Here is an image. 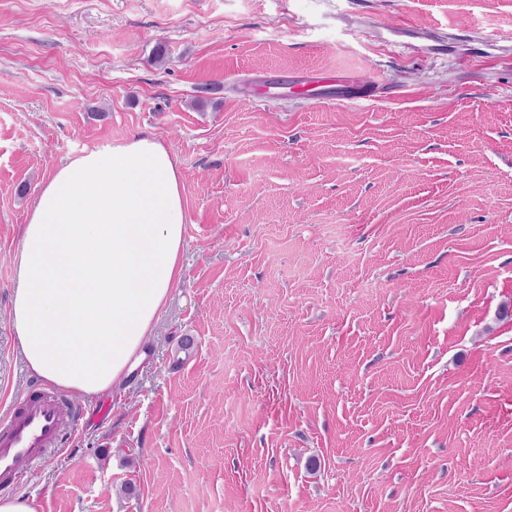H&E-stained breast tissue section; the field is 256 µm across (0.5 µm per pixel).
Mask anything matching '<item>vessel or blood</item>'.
Masks as SVG:
<instances>
[{"instance_id":"vessel-or-blood-1","label":"vessel or blood","mask_w":512,"mask_h":512,"mask_svg":"<svg viewBox=\"0 0 512 512\" xmlns=\"http://www.w3.org/2000/svg\"><path fill=\"white\" fill-rule=\"evenodd\" d=\"M255 86L259 103L270 102L284 91L307 101L356 103L374 100L380 91L377 81L318 69L288 76L270 73L258 78ZM82 418L81 406L37 388L0 412V486L22 483L48 456L66 448Z\"/></svg>"}]
</instances>
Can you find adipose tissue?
I'll return each instance as SVG.
<instances>
[{"label":"adipose tissue","instance_id":"obj_1","mask_svg":"<svg viewBox=\"0 0 512 512\" xmlns=\"http://www.w3.org/2000/svg\"><path fill=\"white\" fill-rule=\"evenodd\" d=\"M185 224L177 164L152 137L57 165L14 257L10 318L30 370L90 399L128 378L182 278Z\"/></svg>","mask_w":512,"mask_h":512}]
</instances>
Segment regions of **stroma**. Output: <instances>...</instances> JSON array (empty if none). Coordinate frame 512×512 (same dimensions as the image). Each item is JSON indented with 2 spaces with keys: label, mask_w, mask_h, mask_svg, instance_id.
Segmentation results:
<instances>
[{
  "label": "stroma",
  "mask_w": 512,
  "mask_h": 512,
  "mask_svg": "<svg viewBox=\"0 0 512 512\" xmlns=\"http://www.w3.org/2000/svg\"><path fill=\"white\" fill-rule=\"evenodd\" d=\"M308 68L387 92L251 103ZM146 134L182 175L183 277L21 495L512 512V0H0V407L35 382L8 311L41 183Z\"/></svg>",
  "instance_id": "1"
}]
</instances>
